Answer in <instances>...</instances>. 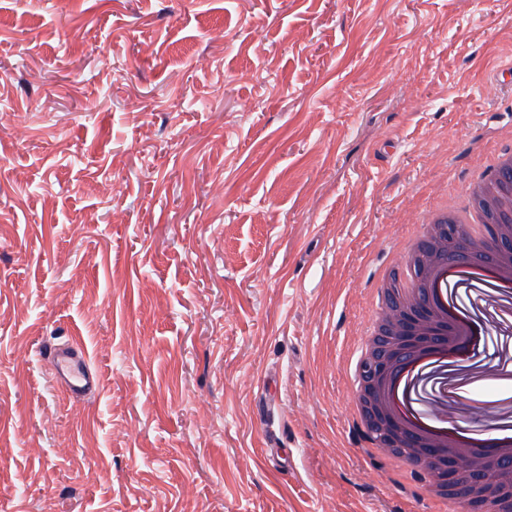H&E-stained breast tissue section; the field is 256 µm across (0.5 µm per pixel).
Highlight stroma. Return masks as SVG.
<instances>
[{
  "label": "stroma",
  "instance_id": "1",
  "mask_svg": "<svg viewBox=\"0 0 512 512\" xmlns=\"http://www.w3.org/2000/svg\"><path fill=\"white\" fill-rule=\"evenodd\" d=\"M511 64L512 0H0V512H434L344 363ZM457 300L498 417L512 307ZM49 375L73 399L94 396L100 386L97 375L90 370L84 347L69 341L51 348L43 356Z\"/></svg>",
  "mask_w": 512,
  "mask_h": 512
}]
</instances>
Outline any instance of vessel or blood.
Returning <instances> with one entry per match:
<instances>
[{"label": "vessel or blood", "instance_id": "b4317fda", "mask_svg": "<svg viewBox=\"0 0 512 512\" xmlns=\"http://www.w3.org/2000/svg\"><path fill=\"white\" fill-rule=\"evenodd\" d=\"M44 360L51 378L71 398L86 399L98 392L100 381L90 370L80 343L70 341L56 345L45 353Z\"/></svg>", "mask_w": 512, "mask_h": 512}]
</instances>
